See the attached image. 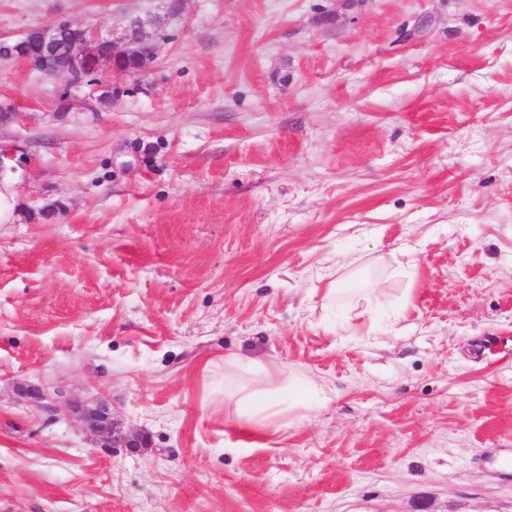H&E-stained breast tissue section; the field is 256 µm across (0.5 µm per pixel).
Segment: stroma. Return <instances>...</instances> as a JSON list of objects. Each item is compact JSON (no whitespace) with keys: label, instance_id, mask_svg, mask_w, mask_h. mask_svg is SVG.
I'll use <instances>...</instances> for the list:
<instances>
[{"label":"stroma","instance_id":"obj_1","mask_svg":"<svg viewBox=\"0 0 512 512\" xmlns=\"http://www.w3.org/2000/svg\"><path fill=\"white\" fill-rule=\"evenodd\" d=\"M136 18V75L0 60V512H512V0H0ZM237 356L321 392L241 433ZM14 177L6 174L0 179V223L7 224L14 219L16 198L13 190ZM63 414L77 415L83 422L87 437L100 448H145L146 436L139 433L117 434L112 413L97 401L67 398L60 401Z\"/></svg>","mask_w":512,"mask_h":512}]
</instances>
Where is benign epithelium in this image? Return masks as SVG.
I'll return each instance as SVG.
<instances>
[{
	"label": "benign epithelium",
	"mask_w": 512,
	"mask_h": 512,
	"mask_svg": "<svg viewBox=\"0 0 512 512\" xmlns=\"http://www.w3.org/2000/svg\"><path fill=\"white\" fill-rule=\"evenodd\" d=\"M145 23L129 27L123 36L110 39L92 29L83 28L67 20H59L42 27L38 45H33L27 37L16 39L0 38V58H13L39 69V63L49 65L55 56L65 50L69 65L62 74L69 83L81 84L90 76L85 67V56L100 46H107L114 55L134 56L137 59L136 70L154 57L155 44L144 31ZM22 392L37 403H60L63 414H73L83 422L87 437L100 448H144L148 444L146 436L139 433L121 435L116 433L112 413L97 401L76 398L61 399V392L48 394L38 388L26 387Z\"/></svg>",
	"instance_id": "benign-epithelium-1"
}]
</instances>
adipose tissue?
Returning a JSON list of instances; mask_svg holds the SVG:
<instances>
[{
  "instance_id": "1",
  "label": "adipose tissue",
  "mask_w": 512,
  "mask_h": 512,
  "mask_svg": "<svg viewBox=\"0 0 512 512\" xmlns=\"http://www.w3.org/2000/svg\"><path fill=\"white\" fill-rule=\"evenodd\" d=\"M246 368L254 376L253 389L230 393L224 398L225 405L231 409V422L242 429L268 424L283 412L285 403L281 390L267 388L260 365L250 361Z\"/></svg>"
}]
</instances>
